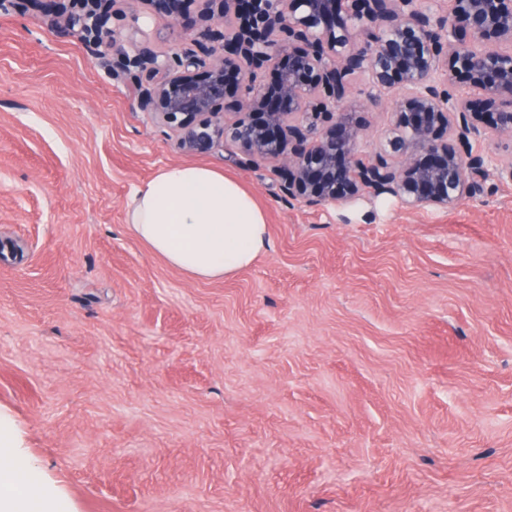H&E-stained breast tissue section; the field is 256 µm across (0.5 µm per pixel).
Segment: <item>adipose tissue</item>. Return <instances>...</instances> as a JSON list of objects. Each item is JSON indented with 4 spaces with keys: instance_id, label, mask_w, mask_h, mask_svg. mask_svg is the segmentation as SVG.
<instances>
[{
    "instance_id": "ef3b65f1",
    "label": "adipose tissue",
    "mask_w": 512,
    "mask_h": 512,
    "mask_svg": "<svg viewBox=\"0 0 512 512\" xmlns=\"http://www.w3.org/2000/svg\"><path fill=\"white\" fill-rule=\"evenodd\" d=\"M127 225L169 266L203 281L248 268L270 243L256 200L238 179L206 165L160 168L133 191Z\"/></svg>"
}]
</instances>
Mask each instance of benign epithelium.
<instances>
[{
	"label": "benign epithelium",
	"instance_id": "1",
	"mask_svg": "<svg viewBox=\"0 0 512 512\" xmlns=\"http://www.w3.org/2000/svg\"><path fill=\"white\" fill-rule=\"evenodd\" d=\"M50 12L74 37L105 53H132L112 69L144 76L139 103L174 132L183 152L230 142L244 165L276 162L289 200L327 208L367 193L411 210L447 209L512 182V158L496 161L492 137L512 141V0H17ZM182 31L159 50L152 24ZM119 24L109 28V19ZM278 71L272 85L256 70ZM482 96L460 97L457 76ZM400 92L396 118L366 160L365 128L345 109L358 81ZM230 99L233 120L214 110Z\"/></svg>",
	"mask_w": 512,
	"mask_h": 512
}]
</instances>
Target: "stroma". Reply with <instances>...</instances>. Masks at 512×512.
Listing matches in <instances>:
<instances>
[{
    "instance_id": "obj_1",
    "label": "stroma",
    "mask_w": 512,
    "mask_h": 512,
    "mask_svg": "<svg viewBox=\"0 0 512 512\" xmlns=\"http://www.w3.org/2000/svg\"><path fill=\"white\" fill-rule=\"evenodd\" d=\"M371 156L392 95L356 93ZM180 151L133 73L0 11V435L51 512H512V183L448 210L288 202ZM236 178L270 246L219 281L126 224L161 167Z\"/></svg>"
}]
</instances>
